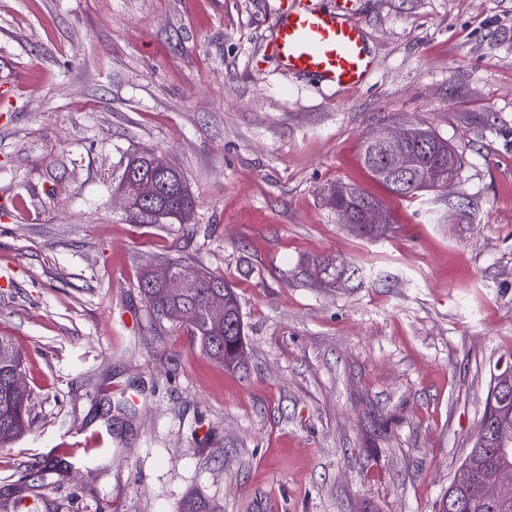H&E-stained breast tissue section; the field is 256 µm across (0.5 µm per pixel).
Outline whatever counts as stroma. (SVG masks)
<instances>
[{"mask_svg": "<svg viewBox=\"0 0 512 512\" xmlns=\"http://www.w3.org/2000/svg\"><path fill=\"white\" fill-rule=\"evenodd\" d=\"M281 3L0 0V334L32 395L0 512H435L468 454L512 365V0H355L376 69L338 91L265 53ZM409 125L457 150L452 186L365 170ZM134 149L184 173L189 223L123 210ZM337 181L392 225L341 224ZM327 255L362 286L311 285ZM167 256L236 288L243 370L149 310ZM336 199L340 207L349 214L351 222L349 226L363 235H377L382 228L386 226L385 224L377 227L370 225L382 224V212L386 216V224L393 223L390 214L383 209L380 201L358 187L342 182H336L330 185L325 191L324 201L325 204L334 211H336ZM365 207L375 208L368 209L363 215Z\"/></svg>", "mask_w": 512, "mask_h": 512, "instance_id": "1", "label": "stroma"}]
</instances>
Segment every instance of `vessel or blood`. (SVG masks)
<instances>
[{
  "label": "vessel or blood",
  "instance_id": "obj_1",
  "mask_svg": "<svg viewBox=\"0 0 512 512\" xmlns=\"http://www.w3.org/2000/svg\"><path fill=\"white\" fill-rule=\"evenodd\" d=\"M267 53L283 70L314 77L329 88L365 86L375 72L349 0H338L331 9L291 0L275 20Z\"/></svg>",
  "mask_w": 512,
  "mask_h": 512
}]
</instances>
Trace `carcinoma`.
Segmentation results:
<instances>
[{"instance_id": "1", "label": "carcinoma", "mask_w": 512, "mask_h": 512, "mask_svg": "<svg viewBox=\"0 0 512 512\" xmlns=\"http://www.w3.org/2000/svg\"><path fill=\"white\" fill-rule=\"evenodd\" d=\"M432 143L421 145L411 142L406 152L415 162L413 171L404 183L378 179L391 193L413 197L434 190L439 185L426 180L430 168L438 166L443 175L453 178L458 170H448V154L455 150L448 140L430 133ZM167 181L161 188L152 210L155 214L141 218L143 224H185L194 210L195 200L183 174L170 168ZM325 204L331 209L343 208L350 219V227L357 232L374 236L380 229L363 223L364 209L382 208V204L363 190L346 183L330 185L324 194ZM161 265L171 269L175 282L170 285L151 282L149 271H142L138 279L140 288L154 316L188 329L200 350L228 369L244 366L247 356L244 324L236 289L203 267L180 258H166ZM311 278L322 285L348 286L360 278L356 265L340 257H320L311 263ZM218 295L224 300V321H215L209 313L210 299ZM20 351L12 341L0 336V447L5 448L18 440L29 426L31 394L14 388L15 374L23 371ZM491 391L501 400L486 402L482 421L485 432L476 434L472 448L463 464L472 474L469 486L448 487L438 504V512H512V495L501 494L496 499L486 496L484 489L496 485L501 474L512 472V370H504L494 378Z\"/></svg>"}]
</instances>
